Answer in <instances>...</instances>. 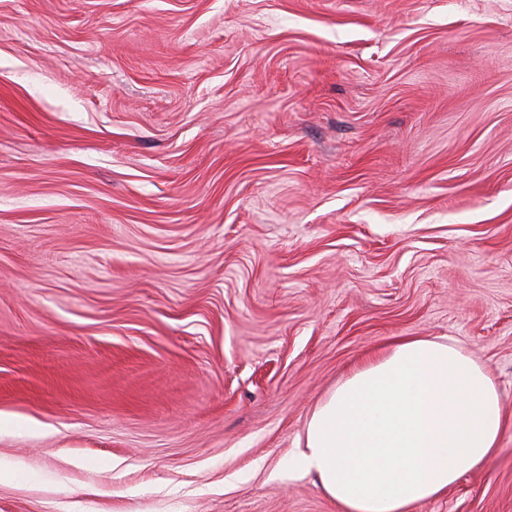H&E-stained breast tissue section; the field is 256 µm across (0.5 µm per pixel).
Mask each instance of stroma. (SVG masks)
Here are the masks:
<instances>
[{
    "mask_svg": "<svg viewBox=\"0 0 512 512\" xmlns=\"http://www.w3.org/2000/svg\"><path fill=\"white\" fill-rule=\"evenodd\" d=\"M401 336L512 418V0H0V512H337L281 466Z\"/></svg>",
    "mask_w": 512,
    "mask_h": 512,
    "instance_id": "stroma-1",
    "label": "stroma"
}]
</instances>
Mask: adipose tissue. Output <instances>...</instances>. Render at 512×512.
Masks as SVG:
<instances>
[{"mask_svg":"<svg viewBox=\"0 0 512 512\" xmlns=\"http://www.w3.org/2000/svg\"><path fill=\"white\" fill-rule=\"evenodd\" d=\"M505 427L483 364L457 345L401 338L315 407L285 465L314 475L339 512H410L496 454Z\"/></svg>","mask_w":512,"mask_h":512,"instance_id":"1","label":"adipose tissue"}]
</instances>
